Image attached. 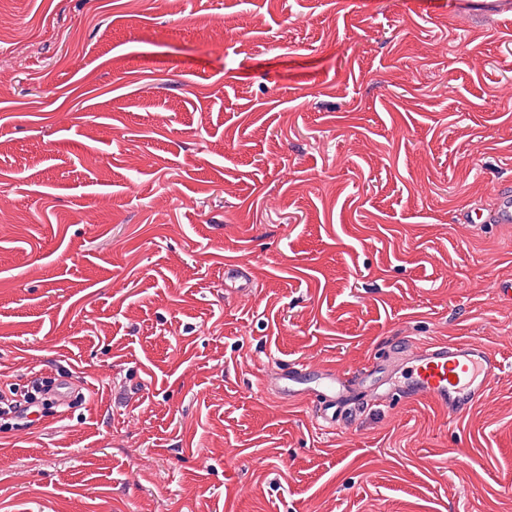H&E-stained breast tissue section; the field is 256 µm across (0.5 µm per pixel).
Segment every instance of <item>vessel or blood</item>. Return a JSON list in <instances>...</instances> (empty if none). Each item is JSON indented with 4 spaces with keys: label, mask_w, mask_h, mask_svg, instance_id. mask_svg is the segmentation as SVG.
Segmentation results:
<instances>
[{
    "label": "vessel or blood",
    "mask_w": 512,
    "mask_h": 512,
    "mask_svg": "<svg viewBox=\"0 0 512 512\" xmlns=\"http://www.w3.org/2000/svg\"><path fill=\"white\" fill-rule=\"evenodd\" d=\"M458 221L467 225L512 224V195L497 193L491 203L477 204L461 212ZM406 360L413 363L410 381L390 384L392 367ZM500 370V361L482 344H422L402 337L387 359L374 364L370 377L350 379L303 362L279 368L271 378V391L276 399L291 401L309 395L313 387H320L315 410L333 428L347 423L354 398L368 394L391 402L425 398L450 412H465L484 395Z\"/></svg>",
    "instance_id": "1"
}]
</instances>
